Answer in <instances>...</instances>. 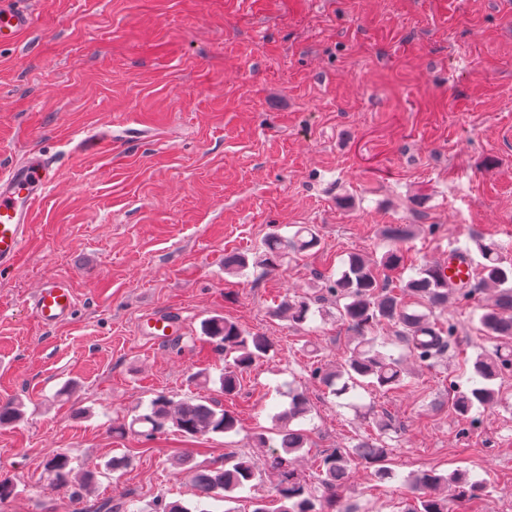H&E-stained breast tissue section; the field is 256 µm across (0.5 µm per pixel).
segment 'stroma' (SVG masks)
<instances>
[{
  "mask_svg": "<svg viewBox=\"0 0 512 512\" xmlns=\"http://www.w3.org/2000/svg\"><path fill=\"white\" fill-rule=\"evenodd\" d=\"M36 27L0 45V174L51 162L16 266L0 269V402L25 416L0 427V476L18 486L0 512H81L45 468L54 451L94 471L95 500L195 502L172 465L222 464L253 445L288 405L313 411L297 467L372 435L364 414L396 422L394 480L349 471L340 491L358 512H401L404 478L468 470L488 494L456 512H512V371L501 403L456 416L451 382L492 344L479 330L490 292L448 304L458 340L434 367L410 364L406 387L357 390L339 406L310 376L308 346L340 360L350 334L334 316L294 328L271 311L315 288L349 254L381 257L382 232L411 224L399 288L414 268L471 247L512 252V0H28ZM354 201L351 209L338 205ZM315 225L319 251L264 275L233 276L224 258L253 252L272 229ZM50 277L77 297L69 322L42 326L29 302ZM171 314L179 334L148 336L144 317ZM221 315L269 336L274 350L221 398L223 355L203 344ZM207 370L201 388L190 376ZM69 399H57L64 384ZM163 393L222 399L238 433L117 437L113 422ZM129 456L121 472L112 457Z\"/></svg>",
  "mask_w": 512,
  "mask_h": 512,
  "instance_id": "35a3bbf8",
  "label": "stroma"
}]
</instances>
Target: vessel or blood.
Segmentation results:
<instances>
[{"label": "vessel or blood", "instance_id": "obj_1", "mask_svg": "<svg viewBox=\"0 0 512 512\" xmlns=\"http://www.w3.org/2000/svg\"><path fill=\"white\" fill-rule=\"evenodd\" d=\"M18 0H0V39L33 29L37 21ZM51 164L45 158H29L0 176V269L15 265L27 239L33 206L48 182ZM451 282L469 281L473 265L466 250L457 249L454 259L442 263ZM77 299L66 280L52 278L37 289L30 309L35 319L46 327L62 324L76 312ZM151 335L171 337L177 332V320L171 315L145 318Z\"/></svg>", "mask_w": 512, "mask_h": 512}]
</instances>
